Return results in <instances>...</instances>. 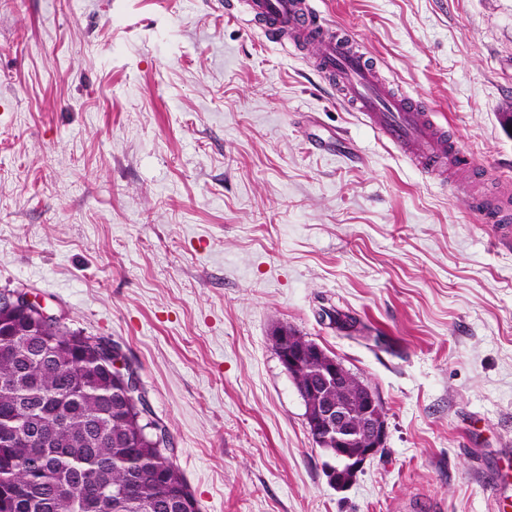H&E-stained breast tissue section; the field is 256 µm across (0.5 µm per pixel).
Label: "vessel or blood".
Masks as SVG:
<instances>
[{
  "label": "vessel or blood",
  "instance_id": "1",
  "mask_svg": "<svg viewBox=\"0 0 512 512\" xmlns=\"http://www.w3.org/2000/svg\"><path fill=\"white\" fill-rule=\"evenodd\" d=\"M246 22L261 33L280 40L312 39L316 57L312 63L335 90L349 111L376 130L393 148L421 172L435 175L445 167L469 165L470 160L447 129L432 113L408 95L394 92L381 79L376 60L348 31L325 34L306 23L308 0H245ZM485 218L496 223L501 244L512 243L507 204L480 203ZM495 512H512V450L499 458L490 479Z\"/></svg>",
  "mask_w": 512,
  "mask_h": 512
}]
</instances>
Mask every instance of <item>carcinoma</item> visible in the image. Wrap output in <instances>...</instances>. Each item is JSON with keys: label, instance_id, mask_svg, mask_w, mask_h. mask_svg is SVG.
I'll use <instances>...</instances> for the list:
<instances>
[{"label": "carcinoma", "instance_id": "1", "mask_svg": "<svg viewBox=\"0 0 512 512\" xmlns=\"http://www.w3.org/2000/svg\"><path fill=\"white\" fill-rule=\"evenodd\" d=\"M93 338L0 312V512H198L169 449L138 437Z\"/></svg>", "mask_w": 512, "mask_h": 512}]
</instances>
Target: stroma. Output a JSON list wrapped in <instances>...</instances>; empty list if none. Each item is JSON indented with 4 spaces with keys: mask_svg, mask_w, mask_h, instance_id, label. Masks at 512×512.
<instances>
[{
    "mask_svg": "<svg viewBox=\"0 0 512 512\" xmlns=\"http://www.w3.org/2000/svg\"><path fill=\"white\" fill-rule=\"evenodd\" d=\"M317 4L477 169L420 173L226 0H0V291L120 345L200 512H492L512 251L472 201L512 191V0ZM281 326L385 412L346 489Z\"/></svg>",
    "mask_w": 512,
    "mask_h": 512,
    "instance_id": "35a3bbf8",
    "label": "stroma"
}]
</instances>
